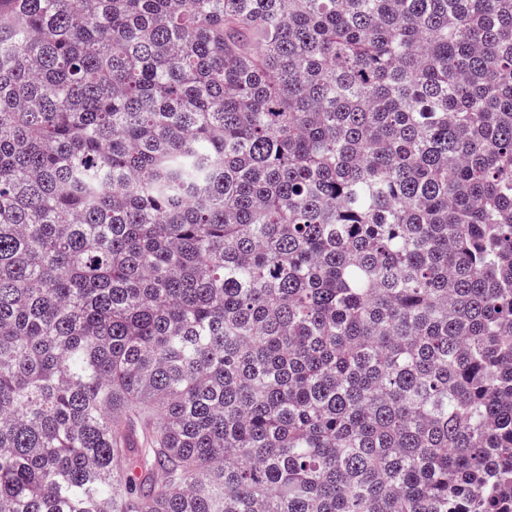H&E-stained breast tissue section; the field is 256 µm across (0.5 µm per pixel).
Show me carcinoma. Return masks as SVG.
<instances>
[{
    "instance_id": "1",
    "label": "carcinoma",
    "mask_w": 512,
    "mask_h": 512,
    "mask_svg": "<svg viewBox=\"0 0 512 512\" xmlns=\"http://www.w3.org/2000/svg\"><path fill=\"white\" fill-rule=\"evenodd\" d=\"M0 512H512V0H0Z\"/></svg>"
}]
</instances>
